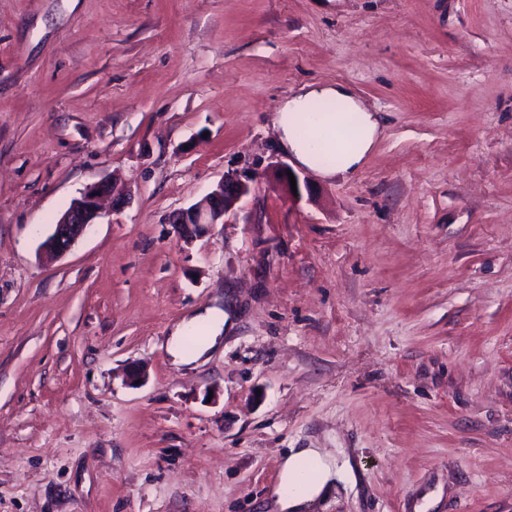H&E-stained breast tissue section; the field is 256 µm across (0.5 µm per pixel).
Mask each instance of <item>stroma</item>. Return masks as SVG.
I'll use <instances>...</instances> for the list:
<instances>
[{"mask_svg":"<svg viewBox=\"0 0 512 512\" xmlns=\"http://www.w3.org/2000/svg\"><path fill=\"white\" fill-rule=\"evenodd\" d=\"M313 82L380 121L356 172L278 144ZM291 448L358 468L309 512H512V0H0V512H276ZM248 181L237 174H224L204 197L188 208L178 209L168 215L177 233L186 240L196 238L199 231L208 224L223 223L235 204L250 192ZM111 193L112 186L107 181L90 186L53 224V231L43 242L42 249L56 256L66 254L99 218L100 199ZM230 328L233 324L231 314L219 308H204L189 320L182 322L170 336L168 351L175 364H191L202 358L212 350L222 339L224 328ZM203 328L205 334L201 342L191 352L182 349L183 335L188 329Z\"/></svg>","mask_w":512,"mask_h":512,"instance_id":"1","label":"stroma"}]
</instances>
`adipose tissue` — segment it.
Masks as SVG:
<instances>
[{
	"label": "adipose tissue",
	"mask_w": 512,
	"mask_h": 512,
	"mask_svg": "<svg viewBox=\"0 0 512 512\" xmlns=\"http://www.w3.org/2000/svg\"><path fill=\"white\" fill-rule=\"evenodd\" d=\"M339 104L336 112L315 111V104ZM354 121L356 135L343 142L338 132L343 121ZM275 127L280 145L305 167L331 176L357 171L379 135V121L364 111L349 91L336 85H311L287 100L278 110ZM233 318L218 308H206L182 322L172 333L168 351L175 363L188 365L202 358L222 339ZM203 328L205 334L190 352L182 348L184 333ZM355 480L351 459L337 460L322 448L290 449L282 464L281 479L275 488V503L280 512H302L306 504L328 491L336 483Z\"/></svg>",
	"instance_id": "1"
}]
</instances>
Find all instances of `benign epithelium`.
Listing matches in <instances>:
<instances>
[{"label":"benign epithelium","instance_id":"benign-epithelium-1","mask_svg":"<svg viewBox=\"0 0 512 512\" xmlns=\"http://www.w3.org/2000/svg\"><path fill=\"white\" fill-rule=\"evenodd\" d=\"M250 192V185L237 174H225L204 197L188 208L178 209L168 215V223L177 233L191 240L208 224L224 223V216ZM112 193L106 181L90 186L80 198L53 224V231L43 242L42 249L62 256L83 236L87 228L100 216L99 201Z\"/></svg>","mask_w":512,"mask_h":512}]
</instances>
